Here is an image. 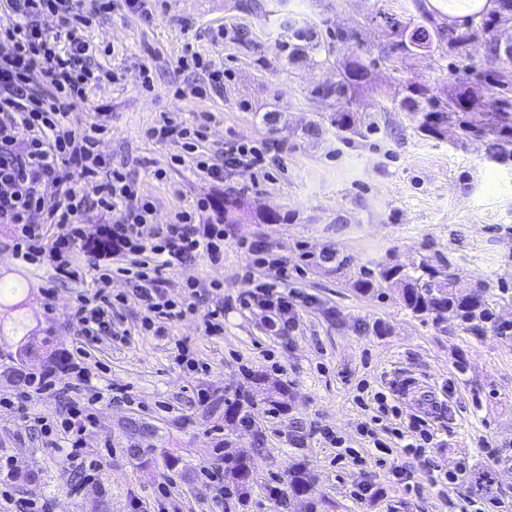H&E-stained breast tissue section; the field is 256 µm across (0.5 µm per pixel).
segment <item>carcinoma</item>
Returning <instances> with one entry per match:
<instances>
[{
	"label": "carcinoma",
	"mask_w": 512,
	"mask_h": 512,
	"mask_svg": "<svg viewBox=\"0 0 512 512\" xmlns=\"http://www.w3.org/2000/svg\"><path fill=\"white\" fill-rule=\"evenodd\" d=\"M498 9L471 19L464 28L443 25L433 20L432 14L423 6V0H412L417 17L399 20L380 9L376 16L392 29L394 39L379 51L381 56L398 52L427 51L454 48L460 50L476 38L483 39L494 58L501 56L512 62V38L503 37L499 22L512 16V0H495ZM281 30L279 48L289 65L309 60L316 65L336 66V81L319 84L309 90V95L330 103V111L318 120L308 123L301 129L307 138H319L324 132L333 129L343 142L352 143L357 138H366L380 131L376 117L362 115L353 110L352 105L358 93L370 86L372 67L375 58L371 51L363 48L361 33L356 28L332 30L329 19L300 22L291 14L284 13L278 23ZM347 44L352 48L346 57L336 55V43ZM473 96L468 88H461L445 107H436L429 94V88L411 83L405 88V95L394 104L395 109L411 112L416 118L417 129L434 138H446L450 126L448 113L471 107ZM379 279L394 283L400 288L403 305L417 317H427L435 321L453 314L465 328L478 331L489 324L496 327V317L484 297L483 292H474L460 297L453 289L454 277L442 268L423 259L408 268L400 265H386L379 271ZM158 450L155 434L144 437L132 432L127 453L135 459H148ZM224 464V480L228 484L245 489L253 481V462L245 454L224 453L219 456ZM288 494L301 499L308 506V512H316V502L310 498L315 480L304 463L295 461L287 469Z\"/></svg>",
	"instance_id": "carcinoma-1"
}]
</instances>
